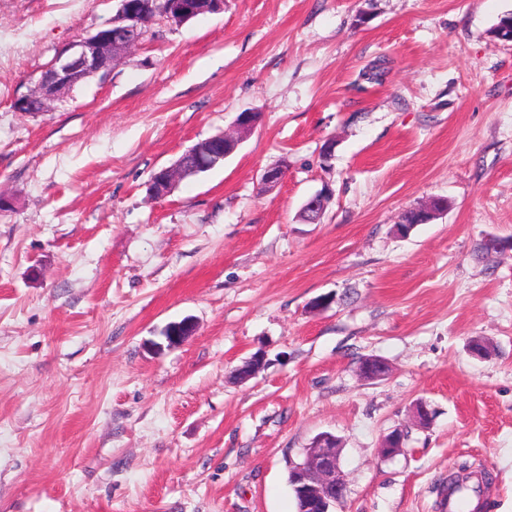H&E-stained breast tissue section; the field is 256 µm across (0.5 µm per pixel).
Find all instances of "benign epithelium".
<instances>
[{"mask_svg":"<svg viewBox=\"0 0 512 512\" xmlns=\"http://www.w3.org/2000/svg\"><path fill=\"white\" fill-rule=\"evenodd\" d=\"M116 15L95 33L79 36L68 43L46 67L34 86L16 98L21 104L33 99L41 102L43 109L64 98L84 79L96 76L107 63H116L137 48L142 42L139 29L146 23L141 5L134 0H120ZM224 0H172V7L164 18L181 25L199 15L219 12ZM255 116L243 112L237 119L236 133H220L191 146L171 166L155 173L149 190L153 197L170 195L189 171H208L216 163L229 157L240 142L253 129ZM195 331L189 319L168 326L166 339L171 344L184 341ZM341 449L336 446V436L323 435L307 449L302 462L294 464V484L299 489L298 512H335L341 499L333 492L344 486L340 471Z\"/></svg>","mask_w":512,"mask_h":512,"instance_id":"benign-epithelium-1","label":"benign epithelium"}]
</instances>
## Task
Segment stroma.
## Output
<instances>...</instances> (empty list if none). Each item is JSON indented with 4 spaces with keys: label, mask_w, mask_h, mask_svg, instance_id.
I'll return each instance as SVG.
<instances>
[{
    "label": "stroma",
    "mask_w": 512,
    "mask_h": 512,
    "mask_svg": "<svg viewBox=\"0 0 512 512\" xmlns=\"http://www.w3.org/2000/svg\"><path fill=\"white\" fill-rule=\"evenodd\" d=\"M118 5L0 0V512H295L289 468L323 432L335 512H440L464 465L512 512V42L492 36L512 0H224L15 111ZM381 55L385 81L354 90ZM244 112L222 166L148 194Z\"/></svg>",
    "instance_id": "stroma-1"
}]
</instances>
